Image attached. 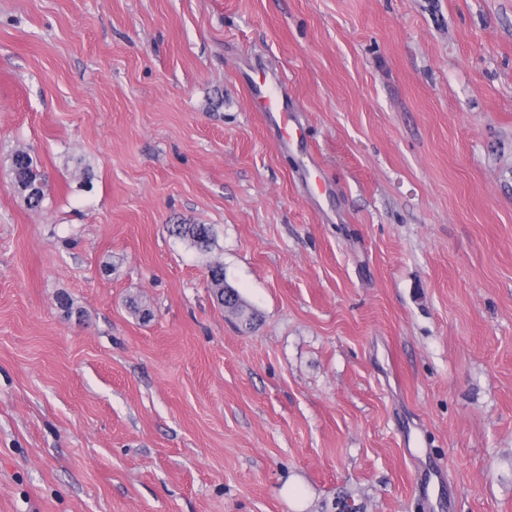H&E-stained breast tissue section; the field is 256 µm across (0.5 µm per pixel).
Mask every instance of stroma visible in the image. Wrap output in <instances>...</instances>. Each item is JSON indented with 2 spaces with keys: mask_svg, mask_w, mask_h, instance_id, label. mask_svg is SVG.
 Returning <instances> with one entry per match:
<instances>
[{
  "mask_svg": "<svg viewBox=\"0 0 512 512\" xmlns=\"http://www.w3.org/2000/svg\"><path fill=\"white\" fill-rule=\"evenodd\" d=\"M0 512H512V0H0ZM282 85V80L260 73L258 79L252 78L249 90L254 97L257 112H264L266 119L278 128L282 146L288 147L289 141L295 136L297 140L303 138L304 132L297 126L289 132L293 122L288 112L292 110L288 106ZM10 175L27 206L32 210L40 209L48 194V179L38 170L28 150L18 149L13 153ZM171 232L200 250L209 248L213 240L212 229L205 224H175ZM207 282L208 287L212 288L214 295L222 306H224V288L231 293V295L237 300V309L241 313V316L246 314V306H249L239 295L238 291L230 286L224 280V266L220 263H211L207 265ZM219 292V290H221ZM245 304V305H244Z\"/></svg>",
  "mask_w": 512,
  "mask_h": 512,
  "instance_id": "1",
  "label": "stroma"
}]
</instances>
